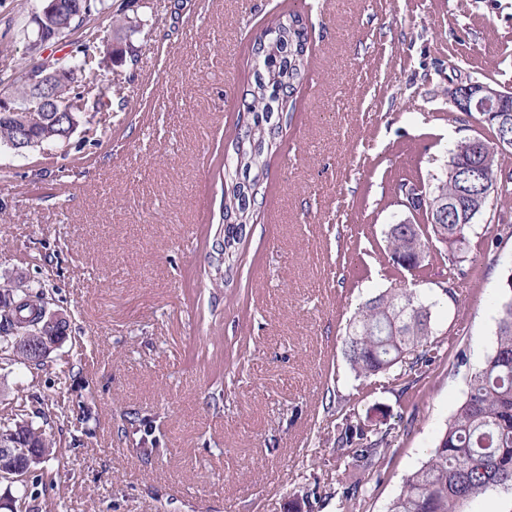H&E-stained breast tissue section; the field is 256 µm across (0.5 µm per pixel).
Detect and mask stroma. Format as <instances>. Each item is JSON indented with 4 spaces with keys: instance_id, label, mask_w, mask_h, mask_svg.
Here are the masks:
<instances>
[{
    "instance_id": "stroma-1",
    "label": "stroma",
    "mask_w": 512,
    "mask_h": 512,
    "mask_svg": "<svg viewBox=\"0 0 512 512\" xmlns=\"http://www.w3.org/2000/svg\"><path fill=\"white\" fill-rule=\"evenodd\" d=\"M111 3L137 56L105 64L107 110L68 142L0 147V282L46 284L70 325L40 367L0 359V417L38 395L52 442L33 475L0 481V512H288L302 491L336 486V408L355 386L345 326L402 285L432 302L442 348L415 392L381 384L354 405L380 426L414 416L365 490L366 512H385L496 344L512 275L497 216L512 200L475 219L476 273L456 300L442 298L440 259L409 271L384 256L392 224L423 221L398 185L430 191L458 141H493L448 92L464 77L512 90V0ZM44 6L0 0L1 90L83 40L79 28L36 44ZM289 11L309 64L229 269L215 253L224 165L249 119L253 44ZM134 414L157 441L147 462Z\"/></svg>"
}]
</instances>
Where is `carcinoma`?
Listing matches in <instances>:
<instances>
[{"mask_svg":"<svg viewBox=\"0 0 512 512\" xmlns=\"http://www.w3.org/2000/svg\"><path fill=\"white\" fill-rule=\"evenodd\" d=\"M65 4L64 22L56 28L61 38L82 23V18L103 13V0H60ZM265 47L253 44L258 62L251 101L246 111L253 115L235 145L234 166L225 169L230 186L224 193V255L239 243L249 216V200L257 194L261 158L275 136L269 115L283 107L300 83L308 59V38L297 12L279 16L262 34ZM100 39L92 30L86 40L57 60L59 67L76 75L73 84L59 87L62 98L94 100L96 111L106 106L105 86L98 63L87 51ZM47 113L0 112V145L13 147L20 122L29 123L36 136L45 131ZM432 203H448L446 223H436L435 214L424 209L426 223L393 224L388 234L387 262L407 270L424 266L433 242L448 264V286L443 294L456 298L455 281L469 276L464 267V249L473 231L472 222L488 202L480 203L463 192L459 182L447 174L429 194ZM46 299L45 287L25 285L0 289V351L27 367L28 358L17 349L18 339L40 325ZM432 307L416 290L387 288L359 307L345 328L343 354L355 378L367 382L384 378L404 396L415 390L436 362L438 345L432 337ZM334 445L336 469L341 471L343 512H360L363 491L386 463L392 443L391 429L373 428L357 418L356 412L339 416ZM0 435H16L49 453V442L41 430L19 414L0 421ZM512 489V287L504 289L497 318L496 346L484 363L468 378L465 398L440 434L432 454L404 480L387 512H458L469 500L493 489ZM333 493L316 486L295 499L296 512H319Z\"/></svg>","mask_w":512,"mask_h":512,"instance_id":"carcinoma-1","label":"carcinoma"}]
</instances>
